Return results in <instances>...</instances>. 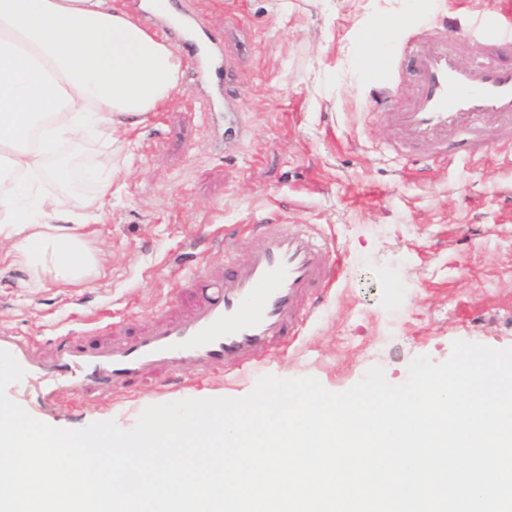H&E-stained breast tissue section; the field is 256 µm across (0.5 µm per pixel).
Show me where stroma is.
<instances>
[{"mask_svg": "<svg viewBox=\"0 0 512 512\" xmlns=\"http://www.w3.org/2000/svg\"><path fill=\"white\" fill-rule=\"evenodd\" d=\"M213 43L232 60L245 102L228 122L219 92L180 75L182 92L126 141L91 138L75 159L83 198L96 192L87 167L111 158L112 200L88 245L96 274L77 288H35L0 240V327L42 341L79 326L96 342L107 321L134 328L169 308L182 275L244 257L243 228L272 216L311 224L344 254L340 279L306 304L283 351L248 369L199 378L178 371L168 387L143 384L93 403L63 398L44 411L35 387L9 398L37 420L79 429L112 420L132 429L150 405L240 398L265 375L312 376L347 390L374 366L405 381L410 363L445 361L465 340L512 348V155L473 163L462 149L427 162L395 149L370 78L373 56L401 32L373 36L388 18L414 13L419 28L449 25L464 60L482 57L466 38L461 0H191Z\"/></svg>", "mask_w": 512, "mask_h": 512, "instance_id": "stroma-1", "label": "stroma"}]
</instances>
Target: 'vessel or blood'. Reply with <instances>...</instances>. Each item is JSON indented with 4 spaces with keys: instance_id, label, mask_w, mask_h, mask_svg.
Segmentation results:
<instances>
[{
    "instance_id": "1",
    "label": "vessel or blood",
    "mask_w": 512,
    "mask_h": 512,
    "mask_svg": "<svg viewBox=\"0 0 512 512\" xmlns=\"http://www.w3.org/2000/svg\"><path fill=\"white\" fill-rule=\"evenodd\" d=\"M487 2L495 10L477 11L474 39L488 51L512 45V6L503 0ZM149 12L157 19L158 38L183 49L182 62L194 77L208 85L220 76L232 84V64L195 42L203 31L195 18L187 20L193 36L185 39L169 25L165 0H156ZM403 56L409 57L415 75L414 91L407 97L398 65ZM377 68L387 77L383 93L391 108L386 120L397 145H424L441 154L449 133L471 128L485 115L512 125V62L462 65L446 29L410 33L396 53L378 58ZM254 239L244 260L229 257L223 266L206 268L203 276L175 281V298L188 295L191 303L180 312L159 315L138 332L111 323L93 348L66 340L47 351L32 338L0 327V349L37 376L44 408L60 402L64 386L72 399L95 401L135 391L183 366L203 378L227 366H249L258 353L292 333L304 303L333 278L332 251L312 225L268 220L256 225Z\"/></svg>"
}]
</instances>
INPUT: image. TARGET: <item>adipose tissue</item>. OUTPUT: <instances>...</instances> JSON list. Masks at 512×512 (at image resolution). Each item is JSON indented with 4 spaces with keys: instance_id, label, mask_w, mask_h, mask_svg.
I'll return each instance as SVG.
<instances>
[{
    "instance_id": "ef3b65f1",
    "label": "adipose tissue",
    "mask_w": 512,
    "mask_h": 512,
    "mask_svg": "<svg viewBox=\"0 0 512 512\" xmlns=\"http://www.w3.org/2000/svg\"><path fill=\"white\" fill-rule=\"evenodd\" d=\"M180 69L174 49L112 0H0V237L34 286L81 284L97 263L83 211L104 199L79 197L61 147L135 129L167 105ZM36 176L73 207L37 194Z\"/></svg>"
}]
</instances>
